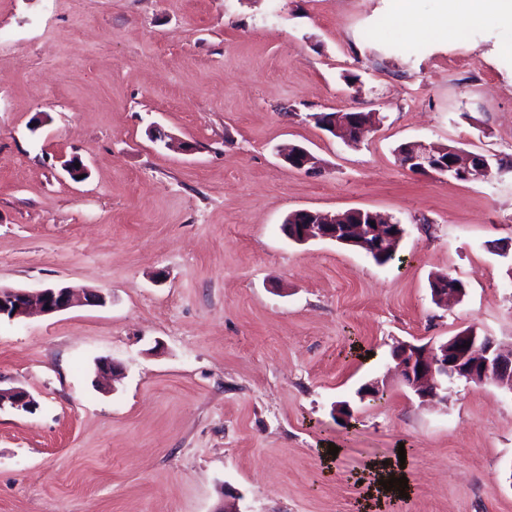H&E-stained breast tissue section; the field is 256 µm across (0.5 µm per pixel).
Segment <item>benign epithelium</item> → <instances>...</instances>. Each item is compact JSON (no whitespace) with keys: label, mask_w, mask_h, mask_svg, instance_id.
I'll list each match as a JSON object with an SVG mask.
<instances>
[{"label":"benign epithelium","mask_w":512,"mask_h":512,"mask_svg":"<svg viewBox=\"0 0 512 512\" xmlns=\"http://www.w3.org/2000/svg\"><path fill=\"white\" fill-rule=\"evenodd\" d=\"M320 126L336 135L343 136L346 143H355L376 123V113L352 111L323 114ZM291 167L305 172L321 167V161L303 146H294L283 155ZM403 168L411 173L451 177L460 181L482 182L491 174V168L473 165V155L444 146L408 142L399 153ZM289 222L299 225V231L291 235L297 243L316 240L336 242L343 246L364 251H384L394 247L403 237L402 225L392 222L378 213L352 209L343 214L297 210L290 214ZM396 231H391V227ZM463 288H448L436 283L432 289L435 300L448 306L450 301H459L464 296ZM103 294L89 289L70 286L45 288L31 294L20 288L0 285V317L19 319L32 309L52 315L63 312L77 304L101 306ZM401 381L420 398L427 400L438 396L443 384L455 376L477 384L491 383L512 392V350L505 352L490 336L479 337L474 331H464L448 341L416 346L401 343L393 351ZM10 406L16 410L30 411L35 407L34 399L26 392L15 388H0V409Z\"/></svg>","instance_id":"benign-epithelium-1"}]
</instances>
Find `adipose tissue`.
<instances>
[{
	"label": "adipose tissue",
	"mask_w": 512,
	"mask_h": 512,
	"mask_svg": "<svg viewBox=\"0 0 512 512\" xmlns=\"http://www.w3.org/2000/svg\"><path fill=\"white\" fill-rule=\"evenodd\" d=\"M394 15L402 31L419 38L444 41L490 18L512 27V0H445L441 13L434 16L416 13L414 0H395Z\"/></svg>",
	"instance_id": "adipose-tissue-1"
}]
</instances>
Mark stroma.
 Listing matches in <instances>:
<instances>
[{
    "label": "stroma",
    "instance_id": "obj_1",
    "mask_svg": "<svg viewBox=\"0 0 512 512\" xmlns=\"http://www.w3.org/2000/svg\"><path fill=\"white\" fill-rule=\"evenodd\" d=\"M393 23L391 0H0V284L106 296L0 319V387L38 403L0 409V512H365L401 454L381 512H512V392L454 379L424 404L391 357L468 329L512 348V172L396 156L512 161V28ZM348 111L379 115L355 146L312 119ZM301 209L391 217L398 260L290 241ZM442 273L465 286L445 308ZM373 379L384 401L359 398ZM403 147V149H402ZM449 147V146H448ZM435 144L414 141L397 148L399 161L411 173L441 177H451L460 181L482 182L491 174V168L475 167L473 155ZM402 149V152L400 150ZM449 158V162L445 159ZM283 159L291 167L305 172L314 171L321 167L319 158L303 146H294L283 155Z\"/></svg>",
    "mask_w": 512,
    "mask_h": 512
}]
</instances>
